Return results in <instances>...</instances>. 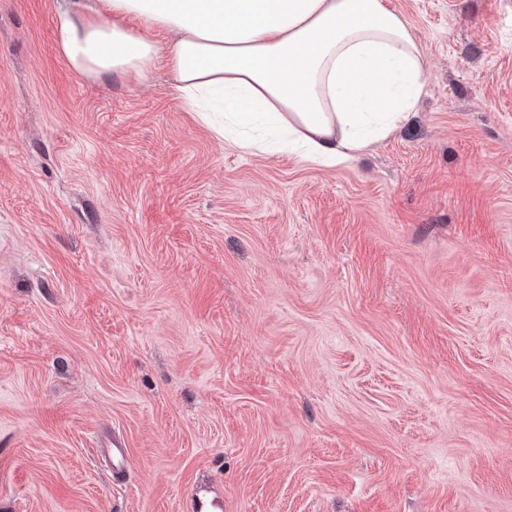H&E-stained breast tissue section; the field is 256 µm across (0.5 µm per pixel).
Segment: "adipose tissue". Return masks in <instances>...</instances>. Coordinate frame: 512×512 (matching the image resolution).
<instances>
[{
    "mask_svg": "<svg viewBox=\"0 0 512 512\" xmlns=\"http://www.w3.org/2000/svg\"><path fill=\"white\" fill-rule=\"evenodd\" d=\"M55 30L77 72L140 83L166 60L183 105L217 136L314 164L387 136L424 86L421 47L385 0H63Z\"/></svg>",
    "mask_w": 512,
    "mask_h": 512,
    "instance_id": "1",
    "label": "adipose tissue"
}]
</instances>
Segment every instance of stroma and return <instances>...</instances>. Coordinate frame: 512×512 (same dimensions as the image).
Instances as JSON below:
<instances>
[{"label": "stroma", "mask_w": 512, "mask_h": 512, "mask_svg": "<svg viewBox=\"0 0 512 512\" xmlns=\"http://www.w3.org/2000/svg\"><path fill=\"white\" fill-rule=\"evenodd\" d=\"M385 2L421 98L327 166L0 0V512H512V0Z\"/></svg>", "instance_id": "stroma-1"}]
</instances>
